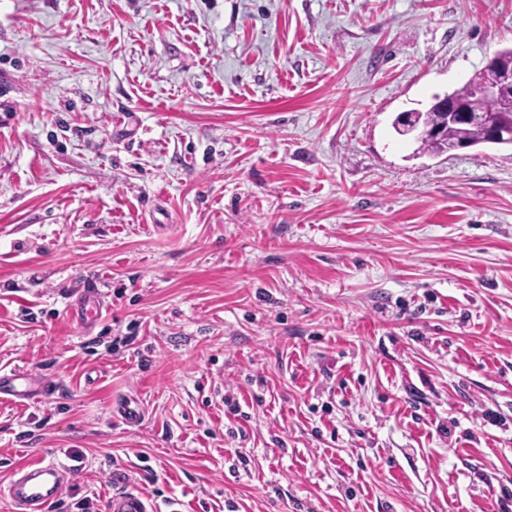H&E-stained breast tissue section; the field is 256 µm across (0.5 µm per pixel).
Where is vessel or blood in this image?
I'll use <instances>...</instances> for the list:
<instances>
[{
  "label": "vessel or blood",
  "mask_w": 512,
  "mask_h": 512,
  "mask_svg": "<svg viewBox=\"0 0 512 512\" xmlns=\"http://www.w3.org/2000/svg\"><path fill=\"white\" fill-rule=\"evenodd\" d=\"M108 308L105 292L98 287L82 289L70 301L68 312L77 323L92 327ZM49 389L41 377L23 369L0 372V400L25 403L39 399ZM72 478L70 467L52 460H38L15 469L7 486L14 512H46ZM112 512H148L144 495L121 493L113 497Z\"/></svg>",
  "instance_id": "obj_1"
}]
</instances>
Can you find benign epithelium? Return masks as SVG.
<instances>
[{
    "label": "benign epithelium",
    "mask_w": 512,
    "mask_h": 512,
    "mask_svg": "<svg viewBox=\"0 0 512 512\" xmlns=\"http://www.w3.org/2000/svg\"><path fill=\"white\" fill-rule=\"evenodd\" d=\"M461 91L484 99L512 97V49L498 51L488 58L478 81H469L458 91L435 97V104L448 111V121L480 119L488 129L485 143L512 147V121L489 114L478 116L472 113L459 97Z\"/></svg>",
    "instance_id": "obj_1"
}]
</instances>
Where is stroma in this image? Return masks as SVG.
<instances>
[{
    "instance_id": "stroma-1",
    "label": "stroma",
    "mask_w": 512,
    "mask_h": 512,
    "mask_svg": "<svg viewBox=\"0 0 512 512\" xmlns=\"http://www.w3.org/2000/svg\"><path fill=\"white\" fill-rule=\"evenodd\" d=\"M510 48L512 0H0V369L50 385L0 512L41 459L56 512H512V148L393 127ZM107 309L106 293L96 286L83 288L68 305L71 318L86 328L97 323ZM113 512H148L147 499L144 495L120 493L112 498ZM111 511V512H112Z\"/></svg>"
}]
</instances>
